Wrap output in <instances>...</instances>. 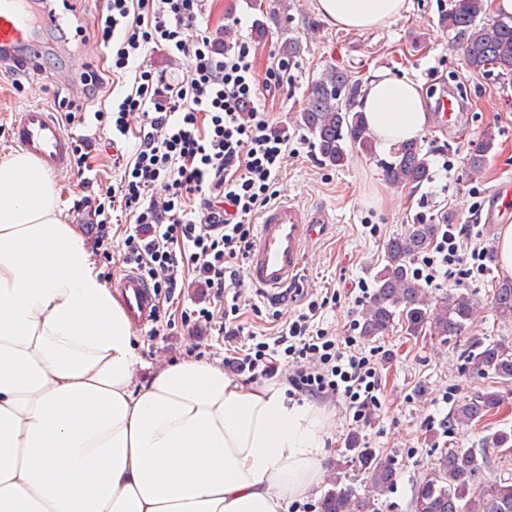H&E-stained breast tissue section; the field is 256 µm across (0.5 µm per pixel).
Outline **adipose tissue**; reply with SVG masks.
Returning <instances> with one entry per match:
<instances>
[{
	"mask_svg": "<svg viewBox=\"0 0 512 512\" xmlns=\"http://www.w3.org/2000/svg\"><path fill=\"white\" fill-rule=\"evenodd\" d=\"M340 28L405 0H317ZM362 110L392 147L427 126L419 83L372 79ZM30 156L0 159V512H287L322 481L328 418L203 360L142 384L121 301Z\"/></svg>",
	"mask_w": 512,
	"mask_h": 512,
	"instance_id": "obj_1",
	"label": "adipose tissue"
}]
</instances>
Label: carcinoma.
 I'll use <instances>...</instances> for the list:
<instances>
[{
	"mask_svg": "<svg viewBox=\"0 0 512 512\" xmlns=\"http://www.w3.org/2000/svg\"><path fill=\"white\" fill-rule=\"evenodd\" d=\"M485 0H448L441 26L454 33L473 72L512 79V16L484 21ZM362 85L343 71L325 69L308 88L298 125L313 138L325 163L345 164L349 152L375 154V145L363 112L359 110ZM495 135L486 131L469 156L471 175L482 172ZM382 175L394 187L419 185L430 177V162L418 143L394 147L389 158L379 160ZM440 232V225L418 221L405 234L386 245L385 264L377 272L375 289L359 323L366 340L383 335L400 324L409 336L434 335L446 343L460 337L477 313L479 302L472 294L436 296L413 275L415 259L426 252ZM491 307L503 320H512V280L495 285ZM466 359L476 374L512 382V347L497 341H480L469 346ZM508 404V391L496 386L478 390L458 405L453 420L462 426H479ZM483 445L497 449L498 462L512 459V429L504 427L483 438ZM354 464L366 474L369 489L364 493L346 482V469ZM331 487L320 501L319 512H379L377 494L391 487L397 474L391 460L369 448L356 447L355 439L339 453L333 465ZM481 466L473 448H447L437 457L432 472L415 485L414 512H512V475L499 473L493 481L479 479Z\"/></svg>",
	"mask_w": 512,
	"mask_h": 512,
	"instance_id": "1",
	"label": "carcinoma"
}]
</instances>
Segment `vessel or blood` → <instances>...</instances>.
<instances>
[{"label": "vessel or blood", "mask_w": 512, "mask_h": 512, "mask_svg": "<svg viewBox=\"0 0 512 512\" xmlns=\"http://www.w3.org/2000/svg\"><path fill=\"white\" fill-rule=\"evenodd\" d=\"M49 15L33 19L30 0H0V55L6 60L23 59L26 66H38L42 46L35 27L50 28ZM14 144L37 159L46 174L58 176L70 171L75 147L54 113L34 107L20 112L9 130ZM326 218L298 205L283 202L261 213L257 238L249 253L248 280L268 296L275 297L295 282L303 267L306 245L322 235ZM133 326L142 328L153 321L156 298L151 287L133 272L113 282Z\"/></svg>", "instance_id": "1"}]
</instances>
